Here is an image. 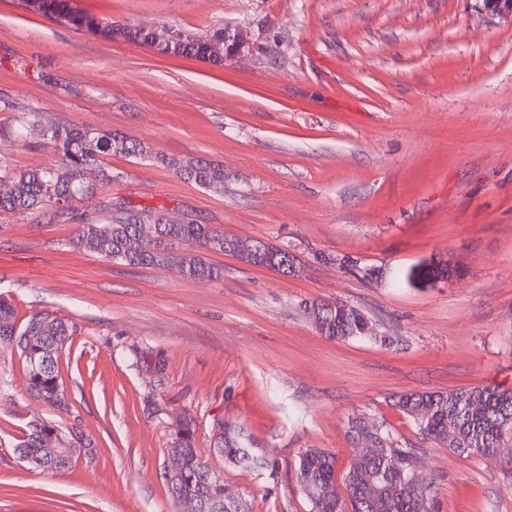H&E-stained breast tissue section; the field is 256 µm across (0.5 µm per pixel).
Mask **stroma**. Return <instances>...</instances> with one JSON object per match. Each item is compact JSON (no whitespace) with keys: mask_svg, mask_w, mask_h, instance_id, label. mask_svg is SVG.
Listing matches in <instances>:
<instances>
[{"mask_svg":"<svg viewBox=\"0 0 512 512\" xmlns=\"http://www.w3.org/2000/svg\"><path fill=\"white\" fill-rule=\"evenodd\" d=\"M132 26L231 28L249 46L217 66L79 34L0 0V129L28 109L109 128L175 158L223 165L220 193L140 158L99 196L297 256L294 276L210 254L224 277L131 267L70 247L72 224L0 213V294L20 318L74 332L59 356L68 405L31 394L0 343V512H187L166 485L178 420L244 512H312L295 466L308 448L354 459L349 417L421 443L435 512H512V436L474 460L419 442L391 405L407 391L512 387V15L485 0H71ZM15 169L53 164L35 140L1 142ZM373 269V279L337 259ZM457 277L429 279L442 263ZM358 307L383 347L318 333L320 300ZM76 427L89 451L61 475L32 469L28 425ZM266 469L228 465L220 426Z\"/></svg>","mask_w":512,"mask_h":512,"instance_id":"stroma-1","label":"stroma"}]
</instances>
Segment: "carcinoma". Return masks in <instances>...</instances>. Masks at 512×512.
Segmentation results:
<instances>
[{
  "instance_id": "cac0c4a2",
  "label": "carcinoma",
  "mask_w": 512,
  "mask_h": 512,
  "mask_svg": "<svg viewBox=\"0 0 512 512\" xmlns=\"http://www.w3.org/2000/svg\"><path fill=\"white\" fill-rule=\"evenodd\" d=\"M28 5L43 16L75 32L101 34L147 45L159 55L190 57L213 65L229 58L224 32L209 36L186 35L165 26H129L119 21L104 22L74 9L70 0H28ZM26 133L52 149L57 160L48 167L16 171L0 154V211L24 214L50 209L59 221H79L70 246L88 249L115 263L141 266H176L182 274L199 282L224 278V268L213 264L207 254L221 253L240 262L266 268L283 275L300 268L295 255L262 239H252V249L244 241L223 235L194 220L176 221L151 209H134L110 199H96L97 183L87 180L94 171L98 183H110L120 173L102 164L109 155L148 158L170 169L199 187L224 192V167L203 160H181L154 155L140 141L121 132L91 126L61 123L41 109L28 111ZM96 200L95 209L105 220L92 224L78 220L72 202ZM310 314L318 332L336 341L366 339L380 344L390 338L376 333L372 322L355 306L339 299L311 304ZM46 323V338L30 349L20 350L26 363L29 390L45 402L62 406L66 391L61 378L58 353L71 336V327L50 314L33 315L18 325L14 305L0 297V336H24L31 324ZM393 405L412 418L418 434L470 458L488 459L496 455L505 436L512 432V388L461 387L448 391H411L393 396ZM56 426L45 422L29 426L22 451L44 466L40 471L58 474L69 467L45 457L44 435ZM348 434L356 447V458L345 477L343 488L335 480L336 457L309 448L298 459L296 481L308 494L313 512H343L349 500L353 512H435L434 485L419 481L413 459L421 448L402 443L383 423L361 416L348 419ZM175 447L185 458L183 472L166 479L170 496L177 502L190 498L207 504L221 493L216 474L202 460L194 425L181 422ZM216 447L230 465L259 470L266 462L243 442L231 428L219 432Z\"/></svg>"
}]
</instances>
